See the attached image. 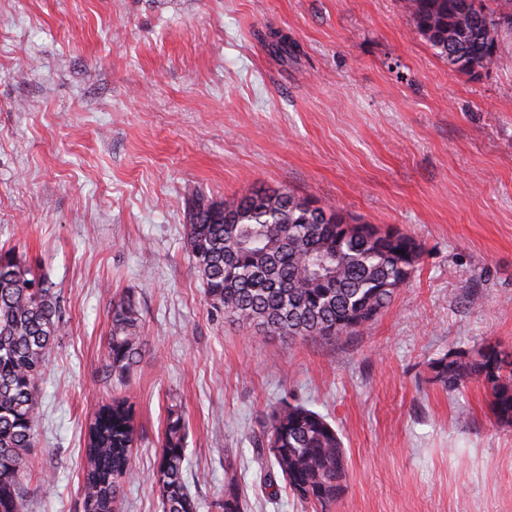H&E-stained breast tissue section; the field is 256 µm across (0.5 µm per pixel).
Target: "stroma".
<instances>
[{"instance_id":"1","label":"stroma","mask_w":512,"mask_h":512,"mask_svg":"<svg viewBox=\"0 0 512 512\" xmlns=\"http://www.w3.org/2000/svg\"><path fill=\"white\" fill-rule=\"evenodd\" d=\"M277 31L298 45L276 52ZM503 65L451 70L407 0H0V250L44 275L60 332L38 385L25 512H82L81 430L136 410L120 512H162L170 410L199 512L236 460L250 512H310L269 487L252 430L279 401L338 429L331 512H512V428L480 381L433 380L447 352L512 350V33ZM287 188L423 252L359 332L289 339L225 319L186 248L185 206ZM132 297L146 352L107 360Z\"/></svg>"}]
</instances>
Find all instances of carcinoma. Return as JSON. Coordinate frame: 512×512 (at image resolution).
<instances>
[{"label":"carcinoma","instance_id":"obj_1","mask_svg":"<svg viewBox=\"0 0 512 512\" xmlns=\"http://www.w3.org/2000/svg\"><path fill=\"white\" fill-rule=\"evenodd\" d=\"M506 12L486 0H409L417 32L448 65L472 74L500 60ZM186 244L207 295L224 316L271 335L329 339L376 320L419 265L422 248L411 236L357 224L333 206H318L282 188L231 201L197 197L188 203ZM58 301L52 288L21 261L0 254V512H23L22 484L30 471L38 421L35 398L45 353L57 336ZM146 345L136 303L112 309L107 354L123 375ZM434 381L452 392L473 379L490 386L491 412L512 427V355L487 345L472 354L450 352L431 363ZM135 408L115 395L100 405L83 434L82 512H114L135 470ZM185 426L170 412L156 483L162 512H198L183 476ZM255 461L270 484L281 478L314 512H329L345 491L347 457L338 430L307 406L282 402L253 431ZM219 512H248L237 469L225 460Z\"/></svg>","mask_w":512,"mask_h":512}]
</instances>
